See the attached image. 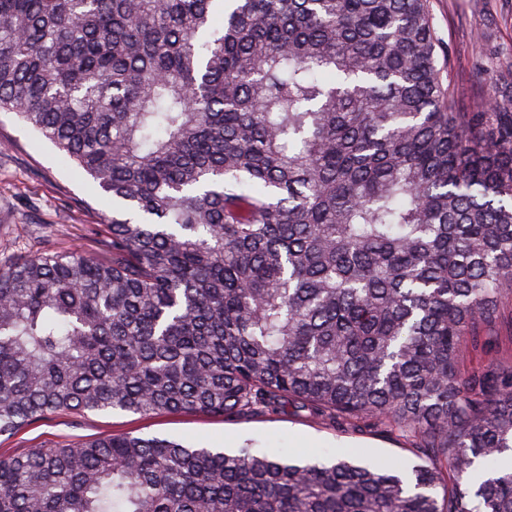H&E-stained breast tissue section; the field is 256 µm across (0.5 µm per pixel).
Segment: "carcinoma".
Wrapping results in <instances>:
<instances>
[{"mask_svg":"<svg viewBox=\"0 0 512 512\" xmlns=\"http://www.w3.org/2000/svg\"><path fill=\"white\" fill-rule=\"evenodd\" d=\"M430 0H0V112L112 198L109 259L0 266V435L289 407L422 463L112 434L0 512H512V56L455 111Z\"/></svg>","mask_w":512,"mask_h":512,"instance_id":"obj_1","label":"carcinoma"}]
</instances>
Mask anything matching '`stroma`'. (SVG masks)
Listing matches in <instances>:
<instances>
[{"label": "stroma", "mask_w": 512, "mask_h": 512, "mask_svg": "<svg viewBox=\"0 0 512 512\" xmlns=\"http://www.w3.org/2000/svg\"><path fill=\"white\" fill-rule=\"evenodd\" d=\"M431 12L449 60L450 78L465 92L456 109L468 111L482 78L476 66L477 43L512 45V0H431ZM111 211L109 198L54 144L28 129L15 113L0 112V265L23 256L75 249L108 258L109 232L101 217ZM108 434L325 457L335 455L338 443L345 442L366 462L407 467L420 462L401 436L313 420L291 409L230 418L198 412L57 414L31 422L14 435L0 436V455Z\"/></svg>", "instance_id": "stroma-1"}]
</instances>
